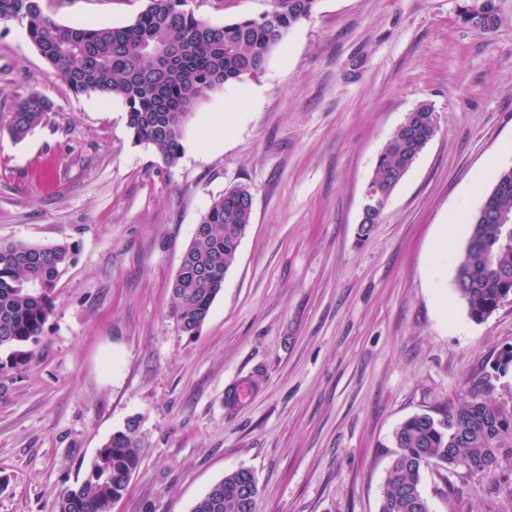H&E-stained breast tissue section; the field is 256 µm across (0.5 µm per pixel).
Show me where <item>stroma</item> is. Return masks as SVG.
<instances>
[{"instance_id":"obj_1","label":"stroma","mask_w":512,"mask_h":512,"mask_svg":"<svg viewBox=\"0 0 512 512\" xmlns=\"http://www.w3.org/2000/svg\"><path fill=\"white\" fill-rule=\"evenodd\" d=\"M460 0H318L257 77L206 92L167 166L134 144L119 100L75 95L17 22L0 25V126L32 94L53 108L0 135V242L70 244L74 262L26 366L0 353V512H54L103 443L139 421L141 463L112 512H191L251 470L258 512H378L394 429L456 407L512 346V297L470 318L452 211L512 168V19L462 25ZM60 24L131 23L148 0H44ZM203 21L272 0H187ZM438 133L357 235L366 185L419 102ZM246 186L251 226L200 331L171 284L201 215ZM253 389L234 406L230 388ZM431 512H512L477 475L429 466Z\"/></svg>"}]
</instances>
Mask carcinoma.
I'll return each instance as SVG.
<instances>
[{"instance_id":"obj_1","label":"carcinoma","mask_w":512,"mask_h":512,"mask_svg":"<svg viewBox=\"0 0 512 512\" xmlns=\"http://www.w3.org/2000/svg\"><path fill=\"white\" fill-rule=\"evenodd\" d=\"M512 0H461L460 21L486 33L503 23ZM43 0H0V24L17 21L50 69L80 95L121 100L136 144H145L169 166L181 155L184 124L206 92L263 72L272 51L317 0H273L269 15L211 24L184 9L186 0H149L124 26L90 22L61 25ZM50 109L40 96L19 101L6 130L15 140L41 123ZM438 131L434 107L422 102L383 146L366 192L377 200L362 216L358 234L380 223L391 194ZM252 196L233 186L213 198L198 223L172 282V314L178 329L198 333L224 288L238 247L251 224ZM73 258L67 243H0V350L10 367L28 364L52 311L59 278ZM455 288L469 316L482 321L512 295V168L500 171L470 227L458 260ZM493 374L469 386L463 402L436 417L415 414L393 433L397 452L387 470L379 512H431L421 472L432 464L463 467L493 492L512 497V409L491 400V379L512 370V347L501 350ZM139 422L127 421L102 445L86 477L59 494L55 512H112L138 470ZM257 487L253 473L237 469L215 483L191 512H253L240 487Z\"/></svg>"}]
</instances>
